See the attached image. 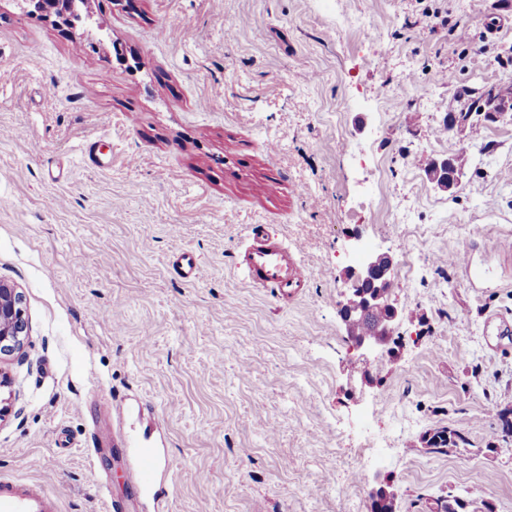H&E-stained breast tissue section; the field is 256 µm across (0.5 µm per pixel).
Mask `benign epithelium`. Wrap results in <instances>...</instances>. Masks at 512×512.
I'll return each mask as SVG.
<instances>
[{"instance_id":"obj_1","label":"benign epithelium","mask_w":512,"mask_h":512,"mask_svg":"<svg viewBox=\"0 0 512 512\" xmlns=\"http://www.w3.org/2000/svg\"><path fill=\"white\" fill-rule=\"evenodd\" d=\"M22 9L32 7L44 11L48 4L63 11L65 0H15ZM394 260L388 253H361L357 266L347 270L349 288L344 292L341 305L344 324L363 318L376 308L388 311L385 318L374 322L362 335L347 334L352 347L365 353L376 350L380 353L392 351L391 343L397 323L406 312L390 303L391 280L389 277ZM22 295L12 286L0 282V356L11 355L20 350L28 336V323L21 307Z\"/></svg>"}]
</instances>
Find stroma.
<instances>
[{
    "mask_svg": "<svg viewBox=\"0 0 512 512\" xmlns=\"http://www.w3.org/2000/svg\"><path fill=\"white\" fill-rule=\"evenodd\" d=\"M90 8L93 48L0 0V282L29 324L0 359V477L59 512H133L130 450L92 442L118 396L173 465L160 512H370L368 487L337 491L355 467L393 480L397 512L450 493L512 512V442L491 436L512 409V111L448 123L471 90L512 88V0ZM458 157V187L431 183ZM253 224L301 245L295 301L234 266ZM363 244L393 257L406 312L395 355L366 362L341 316ZM442 427L465 441L430 452ZM170 266L177 277L186 283L195 282L202 276V264L199 258L188 252L174 255Z\"/></svg>",
    "mask_w": 512,
    "mask_h": 512,
    "instance_id": "35a3bbf8",
    "label": "stroma"
}]
</instances>
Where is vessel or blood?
I'll return each mask as SVG.
<instances>
[{"instance_id": "1", "label": "vessel or blood", "mask_w": 512, "mask_h": 512, "mask_svg": "<svg viewBox=\"0 0 512 512\" xmlns=\"http://www.w3.org/2000/svg\"><path fill=\"white\" fill-rule=\"evenodd\" d=\"M298 254V247L270 234L264 225L255 224L248 245L235 255V265L245 272L251 286L266 289L274 298L287 303L301 295L309 284V274ZM170 265L186 283L195 282L202 275L199 258L187 252L174 255ZM126 412L124 399L113 400L108 420L97 428L95 440L120 438ZM127 445L136 451L134 479L141 500L154 498L163 472L159 455L155 450L138 447L133 439ZM0 512H57L56 500L44 486L33 487L22 479L0 481Z\"/></svg>"}]
</instances>
